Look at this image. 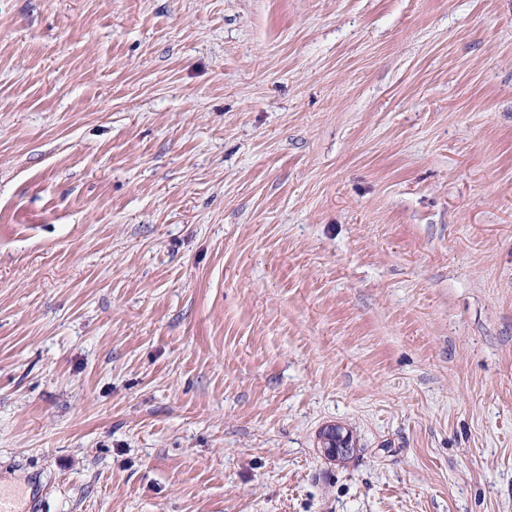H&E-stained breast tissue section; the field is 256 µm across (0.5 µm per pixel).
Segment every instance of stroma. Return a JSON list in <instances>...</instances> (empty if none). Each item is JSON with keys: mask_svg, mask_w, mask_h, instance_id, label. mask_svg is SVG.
Returning <instances> with one entry per match:
<instances>
[{"mask_svg": "<svg viewBox=\"0 0 512 512\" xmlns=\"http://www.w3.org/2000/svg\"><path fill=\"white\" fill-rule=\"evenodd\" d=\"M34 485L512 512V0H0V491Z\"/></svg>", "mask_w": 512, "mask_h": 512, "instance_id": "obj_1", "label": "stroma"}]
</instances>
